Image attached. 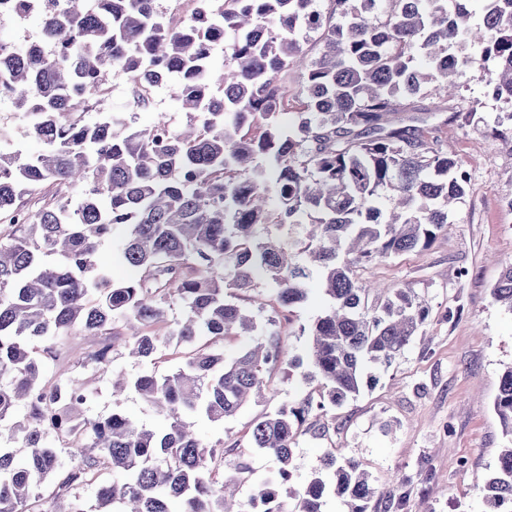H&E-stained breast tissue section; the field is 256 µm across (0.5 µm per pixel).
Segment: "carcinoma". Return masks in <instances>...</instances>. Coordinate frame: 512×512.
Listing matches in <instances>:
<instances>
[{"label": "carcinoma", "mask_w": 512, "mask_h": 512, "mask_svg": "<svg viewBox=\"0 0 512 512\" xmlns=\"http://www.w3.org/2000/svg\"><path fill=\"white\" fill-rule=\"evenodd\" d=\"M177 24L164 0H0V23L38 16L41 42L0 39V99L28 119L35 155L0 152V512H34L40 489L58 494L94 483L106 512H367L376 497L406 498L341 454L328 452L311 479L293 487L294 448L312 417L359 394L369 366L390 363L423 328L429 307L409 286L359 282L356 268L429 247L468 187L454 152L392 121L415 98L446 101L464 74L512 108V0H195ZM314 42L304 49L297 37ZM224 46V62L214 51ZM426 62L418 65L416 57ZM178 80L183 129L135 126L108 110L99 92L145 71ZM300 71L299 111L289 114L288 75ZM392 193L393 208L375 206ZM278 200L270 207V197ZM308 224L295 245L255 238L254 226ZM116 245L124 280L100 264ZM321 273L330 307L312 326L306 356L280 334L230 363L198 350L170 374L113 382L158 410L156 431L120 413L81 419L88 388L75 377L44 380L58 341L98 337L77 361L107 371L122 349L140 361L171 340L194 344L254 331L253 318L224 297L276 289L290 309L308 299L305 281ZM512 312V263L492 288ZM186 309L165 337L147 328L166 319L169 299ZM133 332L117 343L112 325ZM308 367L317 395L285 402L249 425L251 447L274 457V474L245 498L215 485L231 448L204 441L193 419L222 423L262 396L266 374ZM493 409L512 442V366L500 377ZM55 435L75 449L68 465ZM485 512H512V445L497 455L480 487ZM126 233V228L122 225L114 226L112 230V243L108 242L102 247V260L107 262L108 260L112 264V275L114 279H124L126 276L125 268L118 263L115 258V254L112 255L113 244L120 241Z\"/></svg>", "instance_id": "cac0c4a2"}]
</instances>
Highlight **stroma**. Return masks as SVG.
Instances as JSON below:
<instances>
[{
  "label": "stroma",
  "instance_id": "stroma-1",
  "mask_svg": "<svg viewBox=\"0 0 512 512\" xmlns=\"http://www.w3.org/2000/svg\"><path fill=\"white\" fill-rule=\"evenodd\" d=\"M460 97L436 112V99H416L411 116L425 136L451 145L469 175L464 198L449 218L446 231L424 250L403 253L359 268L357 277L383 288L408 285L431 305L424 327L389 365L374 368L376 382L344 406L311 419L298 438V481H307L321 457L334 448L359 462L378 480L404 481L407 503L402 512H484L478 483L492 471L499 448L508 443L493 409L499 378L512 366V313L494 302L491 290L505 264L512 262V145L493 139L488 130L502 106L486 97L482 82L463 76ZM175 81L154 92L151 108L137 110L122 79H115L113 111L135 113L147 126L165 119L181 126L186 117L173 100ZM477 111L479 122L454 120V112ZM308 301L294 309L290 321L280 318L274 289L263 285L239 297V305L254 319L252 338L230 336L224 357L232 359L251 340L280 333L288 351L305 354L309 329L322 314L327 299L319 276L306 283ZM89 344L81 336L64 339L61 353L47 368V377L74 376L88 380L90 396L82 417L96 419L119 412L154 428L164 427L132 394L112 392L116 371L134 376L166 374L181 365L190 346L163 344L156 357L137 363L116 356L108 372L77 367ZM313 389L301 371L268 376L265 398L247 404L224 423L201 421L197 429L212 445L245 453L251 470H224L225 480L237 481L248 494L254 481L269 476L272 457L253 450L247 437L250 422L282 403L302 400Z\"/></svg>",
  "mask_w": 512,
  "mask_h": 512
}]
</instances>
